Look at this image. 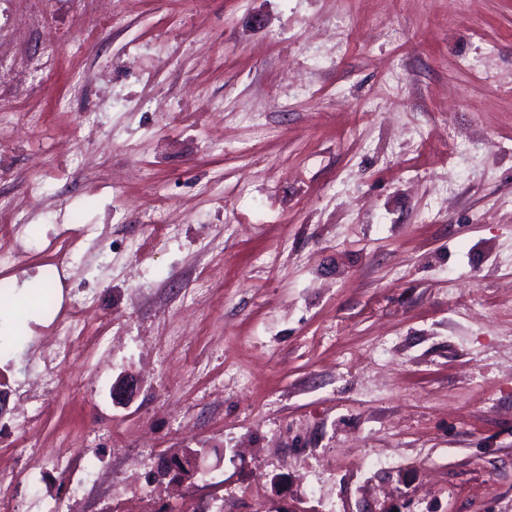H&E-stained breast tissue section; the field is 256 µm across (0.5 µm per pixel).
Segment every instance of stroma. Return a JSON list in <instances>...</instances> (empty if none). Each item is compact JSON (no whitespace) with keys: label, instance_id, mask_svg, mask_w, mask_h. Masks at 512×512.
<instances>
[{"label":"stroma","instance_id":"35a3bbf8","mask_svg":"<svg viewBox=\"0 0 512 512\" xmlns=\"http://www.w3.org/2000/svg\"><path fill=\"white\" fill-rule=\"evenodd\" d=\"M109 10L0 0V201L27 222L0 211L20 261L0 283L50 282L56 303L0 308V388L69 290L112 321L35 427L0 431L6 464L71 433L73 467L95 452L111 486L48 467L18 499L512 512V0ZM60 224L94 227L104 266L49 280Z\"/></svg>","mask_w":512,"mask_h":512}]
</instances>
